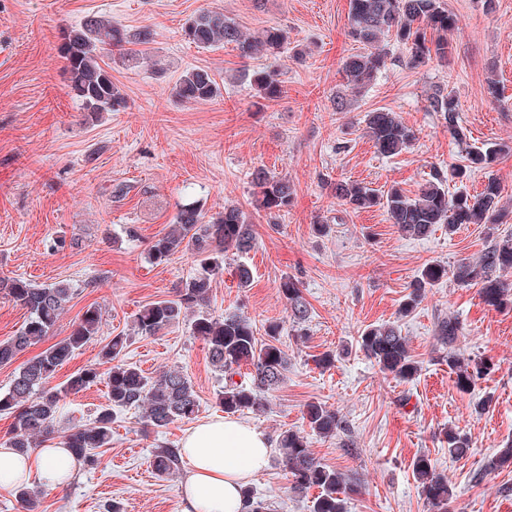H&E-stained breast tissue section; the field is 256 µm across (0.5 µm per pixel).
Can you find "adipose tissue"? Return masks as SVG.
I'll use <instances>...</instances> for the list:
<instances>
[{"label":"adipose tissue","mask_w":512,"mask_h":512,"mask_svg":"<svg viewBox=\"0 0 512 512\" xmlns=\"http://www.w3.org/2000/svg\"><path fill=\"white\" fill-rule=\"evenodd\" d=\"M179 453L188 463L180 512H246L242 490L267 467L272 442L257 428L220 416L188 429ZM80 467L76 457L56 445L24 455L0 443L1 490L34 483L54 490L71 480Z\"/></svg>","instance_id":"obj_1"}]
</instances>
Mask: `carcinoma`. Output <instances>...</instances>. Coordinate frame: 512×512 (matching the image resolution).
<instances>
[{
    "label": "carcinoma",
    "instance_id": "1",
    "mask_svg": "<svg viewBox=\"0 0 512 512\" xmlns=\"http://www.w3.org/2000/svg\"><path fill=\"white\" fill-rule=\"evenodd\" d=\"M349 36L363 46V51L346 58L343 76L350 89L368 88L386 65L388 52L383 44L386 37L403 46L411 64L426 63L432 56H448V34L459 27V19L442 6L441 0H349ZM188 42L208 49L221 45H235L247 57L273 56L286 42V32L269 27L260 36L246 35L237 23L224 12L208 10L190 19L184 28ZM153 33L148 28L130 32L112 24V21L88 15L80 27L64 33L60 45L61 57L66 62L71 90L81 101L83 110L97 115L117 112L126 107V98L112 82V74L101 65L104 52L126 45L142 46L150 43ZM251 85L264 100L279 97L280 85L273 69L252 74ZM178 97L186 102H206L215 98L220 87L214 74L202 68L186 72L175 86ZM429 109L438 114L453 138L463 140L465 134L459 124V102L452 92L435 90L429 97ZM366 134L378 152L395 156L415 139L414 131L394 112L375 110L365 115ZM502 149L490 147L470 150L462 164L453 169L457 178L467 173L490 167ZM257 206L268 214L288 207L293 189L288 179L260 167L251 173ZM448 174L436 168L418 195L410 197L396 186L384 194L361 183L338 181L331 185L336 199L354 210L379 206L392 223L405 235L424 237L435 225H448L453 232L460 224H501L499 208L500 183L490 178L475 194L448 196ZM254 244L252 225L242 209L226 204L222 210L207 215L195 202L182 205L173 217V228L158 238L149 249V257L163 262L171 256L190 251L196 257L202 272L181 281L171 299L154 301L141 310L135 331L140 336H156L192 315V335L207 347L212 365L226 377L216 394L217 404L226 413L245 410L260 412L265 406L263 392L276 390L284 381L288 357L273 343L279 335V324L266 327L268 342H258L252 323L238 314L215 318L205 311L210 301L213 278L224 270V257L230 252L243 254ZM451 273L460 286L479 287L483 302L496 309L512 308V234L493 237L476 260L461 259L451 270L429 266L417 275L412 290L404 300L401 313H411L419 304L425 288L433 285L445 273ZM279 292L288 300L294 319L303 322L308 307L296 281L285 278ZM0 293L10 297L29 313L27 322L12 338L0 341V366L11 364L29 347L39 343L54 328L74 289L63 281L36 285L16 277H0ZM102 316L96 307H89L72 326L70 334L28 359L15 374L10 388L0 393V415L11 418L6 435L10 447L21 453L36 450L40 440L55 430L66 399L88 386L105 380L107 404L100 407L93 421L75 427L62 436V444L84 467L95 469L101 464L97 449L112 441V409L141 407L147 425L158 430L176 420L192 418L199 408L196 392L184 374L162 371L147 376L138 367L120 357L127 338L115 336L102 349L97 363L86 365L63 383L51 385L59 367L68 362L101 328ZM460 326L456 319L441 320L436 329L440 346L448 349V368L455 374L459 392L467 393L475 381L491 370V364L482 359L464 358L455 348ZM360 348L374 359L381 370L410 379L418 371L409 354L405 337L393 324L374 326L360 336ZM247 367V383H237L233 377L241 367ZM304 417L310 429L319 436L332 437L342 428L335 411L319 402L306 405ZM448 452L455 456L466 454L468 441L453 430H448ZM281 462L290 474L291 490L299 495L312 488L320 490L313 504V512H348L347 500L340 497L348 481L338 470L324 466L308 448L305 437L293 431L284 432L279 440ZM180 457L175 448H157L151 457V467L161 478H167L179 469ZM512 464V443L505 444L487 464L499 469ZM415 471L422 485V493L436 512H449L452 493L448 480L436 472L421 457L415 461ZM40 492L31 487L15 490L21 512H36Z\"/></svg>",
    "mask_w": 512,
    "mask_h": 512
}]
</instances>
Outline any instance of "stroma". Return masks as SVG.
<instances>
[{
  "mask_svg": "<svg viewBox=\"0 0 512 512\" xmlns=\"http://www.w3.org/2000/svg\"><path fill=\"white\" fill-rule=\"evenodd\" d=\"M457 15L445 59L419 67L391 45L385 68L362 93L346 86L344 59L358 53L348 35V0H0V276L39 284L67 281L75 295L53 333L69 335L89 306L103 313L102 327L56 374L63 382L95 363L112 337L127 344L124 361L143 372L181 371L199 400L198 418L221 415L216 394L224 376L210 364L203 343L182 320L156 336L133 332L140 310L171 296L197 270L191 253L149 260L152 242L167 233L180 204L199 202L213 213L235 204L255 237L244 255L252 282L239 287L231 270L213 282L208 312H236L257 330L278 322L277 345L288 357L284 383L267 394L264 412L240 421L278 440L291 430L305 436L313 455L356 486L350 512H434L414 471L427 457L448 477L452 512H512V468L487 470L489 458L512 439V310L487 306L477 288L442 278L407 316L399 309L410 284L429 264L452 266L478 258L488 229L436 225L424 238L403 235L384 209L354 210L325 184L343 180L377 191L399 185L417 195L433 167L452 170L469 148L512 145V0H442ZM218 9L251 35L275 26L287 41L275 62L249 58L232 45L204 50L183 28L202 11ZM98 15L123 28H149L142 55L104 54L127 105L91 117L73 96L59 53L63 31ZM274 65L279 99H261L250 84L254 71ZM210 70L220 93L188 103L175 86L188 70ZM497 85L490 94L489 85ZM444 87L459 101L466 139L457 143L428 97ZM396 113L415 134L397 156L380 155L365 133L367 112ZM262 166L288 178L294 198L279 216L255 206L250 183ZM501 184L508 215L501 234L512 233V154L488 169L448 181L449 194L476 193L488 178ZM126 189L114 197L116 185ZM297 281L309 309L295 328L279 291ZM457 318L464 355L489 360L491 373L460 393L436 340L438 320ZM393 323L408 342L418 373L404 380L382 372L361 351L367 328ZM43 344V345H44ZM336 355L323 368L316 358ZM107 400L105 382L70 395L53 441L89 424ZM335 410L343 428L333 437L313 435L303 418L309 402ZM189 424L145 431L138 408L118 410L102 464L53 491H42L39 512H179L184 471L158 478L154 448L178 447ZM467 434L466 456L448 452L446 433ZM280 452L248 482L271 512H312L313 494L291 493Z\"/></svg>",
  "mask_w": 512,
  "mask_h": 512,
  "instance_id": "1",
  "label": "stroma"
}]
</instances>
